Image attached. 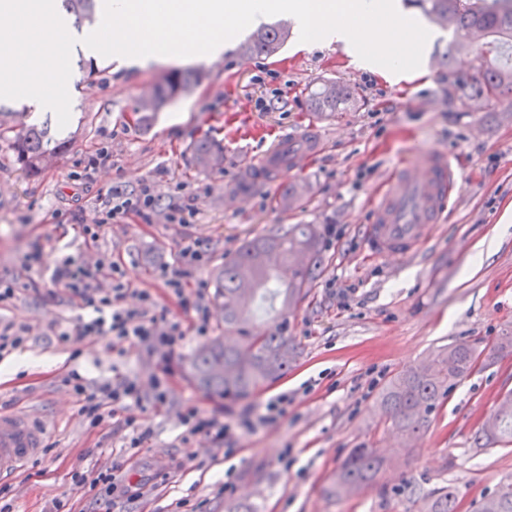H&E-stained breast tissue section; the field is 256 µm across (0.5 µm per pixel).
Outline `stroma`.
<instances>
[{"label":"stroma","mask_w":512,"mask_h":512,"mask_svg":"<svg viewBox=\"0 0 512 512\" xmlns=\"http://www.w3.org/2000/svg\"><path fill=\"white\" fill-rule=\"evenodd\" d=\"M276 21L289 29L279 56L245 55L232 38L221 59L197 65L199 82L165 106L152 128L135 126L132 113L166 68L98 60L94 77L71 73L68 147L52 167L23 174L0 141V278L41 279L36 254H69L75 232L56 224L54 213L92 208L100 196L148 180L162 200L193 210L190 223L120 217L86 257L112 259L133 287L152 288L156 266L173 261L183 238L202 241L212 260L190 278L188 290L204 293L214 337L224 333V312L213 274L244 239L277 224L325 229L323 271L288 326L302 351L288 372L240 400L211 395L189 374L207 337L187 333L174 356L167 403L148 401L135 412L138 425L154 433L144 448H126L125 431L112 424L90 428L62 379L75 369L93 383L119 376L145 382L153 356L140 347L118 352L98 338L59 343L54 327L77 314L68 299L20 297L8 316L29 325L31 334L24 349L0 361L10 372L0 381V410L28 411L50 429L40 458L0 482L13 512H51L57 500L74 503L76 512H178L183 499L201 512H224L236 502L255 512H425L429 493L443 485L456 489L459 512H476L483 496L512 477V451L471 442L512 391V355L453 388L411 453L401 451L377 409V395L395 373L420 368L444 346L483 347L512 327V221L503 218L512 206V96L459 97L454 80L477 77L479 61L468 55L449 70L435 65V47L449 39L436 28L417 70L381 74L360 65L355 49L336 41L305 45L290 18L280 14ZM327 79L353 87L356 96L336 117L318 119L306 90ZM308 125L320 130L322 144L302 177L310 191L298 208L273 205L283 176L243 200L225 198V187L238 184L244 166L279 134ZM204 136L223 142V171L195 167L190 147ZM103 148L111 165L81 179ZM423 149L447 152L463 173L451 218L429 227L421 255L371 258L362 243L370 202L394 169ZM488 237L495 240L490 254L476 257L475 245ZM281 393L288 405L274 423L242 425L245 413ZM190 404L233 424V454L204 436L185 438L179 413ZM362 447L389 462L379 484L354 497L328 495L351 449ZM113 466L119 481L141 484L143 497L99 503L71 479L77 471ZM228 477L237 486L231 495L223 491Z\"/></svg>","instance_id":"stroma-1"}]
</instances>
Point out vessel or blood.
Returning a JSON list of instances; mask_svg holds the SVG:
<instances>
[{
	"label": "vessel or blood",
	"instance_id": "obj_1",
	"mask_svg": "<svg viewBox=\"0 0 512 512\" xmlns=\"http://www.w3.org/2000/svg\"><path fill=\"white\" fill-rule=\"evenodd\" d=\"M307 133L282 138L276 152H289L291 173L303 171L300 142ZM462 186V173L451 157L427 150L412 162L398 166L370 207L363 232L368 253L389 258L420 251L429 225L443 223L451 202ZM44 422L16 411H0V480L11 478L28 467L46 446Z\"/></svg>",
	"mask_w": 512,
	"mask_h": 512
}]
</instances>
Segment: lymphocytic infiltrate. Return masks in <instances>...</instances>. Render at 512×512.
I'll return each mask as SVG.
<instances>
[{
  "label": "lymphocytic infiltrate",
  "mask_w": 512,
  "mask_h": 512,
  "mask_svg": "<svg viewBox=\"0 0 512 512\" xmlns=\"http://www.w3.org/2000/svg\"><path fill=\"white\" fill-rule=\"evenodd\" d=\"M157 208L158 197L152 184L146 181L118 199L102 200L93 210L71 211L70 217L79 228L83 247L88 248L97 245L106 227L116 218L133 214L148 223ZM209 262L210 253L204 243L186 238L177 245L175 261L159 264L154 273L155 280L176 300L181 311L191 315L192 327L188 330L182 321L159 311L154 289L132 288L112 261L100 258L91 262L83 255L69 254L47 265L50 286L62 291L78 310L72 321L58 327L56 334L60 341L101 338L119 347H145L157 357L158 372L146 385L136 379H124L93 386L78 373L64 376V384L90 427H98L106 419L119 415L124 425L134 430L131 447H144L151 438L150 429L136 428L134 411L148 397L155 405L166 404L167 377L187 331L209 335L210 311L203 293L193 296L186 293L188 278L206 268ZM131 295L137 297V304H128Z\"/></svg>",
  "instance_id": "1"
}]
</instances>
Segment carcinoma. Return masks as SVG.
<instances>
[{
	"instance_id": "1",
	"label": "carcinoma",
	"mask_w": 512,
	"mask_h": 512,
	"mask_svg": "<svg viewBox=\"0 0 512 512\" xmlns=\"http://www.w3.org/2000/svg\"><path fill=\"white\" fill-rule=\"evenodd\" d=\"M435 25L454 35L442 54L441 66L450 68L454 53L477 52L481 59L477 80L458 83L462 98L473 96L499 100L512 94V0H410ZM70 13L95 21V0H64ZM288 33L264 26L241 44L252 56L277 55ZM200 75L193 71H174L139 99L134 121L150 126L158 112L180 95ZM355 95V90L328 80L307 91L310 111L318 117H334ZM18 169L28 175L40 173L66 148L54 138L48 122L32 124L6 139ZM200 170L224 168V145L208 137L195 140L191 147ZM307 194V186L294 183L276 197V206L297 207ZM323 229L319 224H279L267 234L242 243L235 254L215 273V294L224 309V332L236 335L230 343L216 338L201 347L191 363L194 382L206 391L225 399H240L288 371L298 354V345L288 335L287 313L296 310L307 298L310 285L318 278L324 261ZM288 266L294 276L288 283L278 279L279 270ZM261 301L280 303L275 313V328L258 331L256 308ZM512 354V331L495 337L489 350L477 351L462 342L439 350L423 368L402 370L381 388L377 405L386 427L395 431L403 447H412L431 423L448 393L472 373L480 359L495 361ZM512 444V392L504 394L496 412L473 435V446L489 449ZM388 467L386 459L372 448H354L336 472L329 492L354 495L374 484ZM428 512H458V498L447 486L433 489ZM478 512H512V480L499 484L483 498Z\"/></svg>"
}]
</instances>
